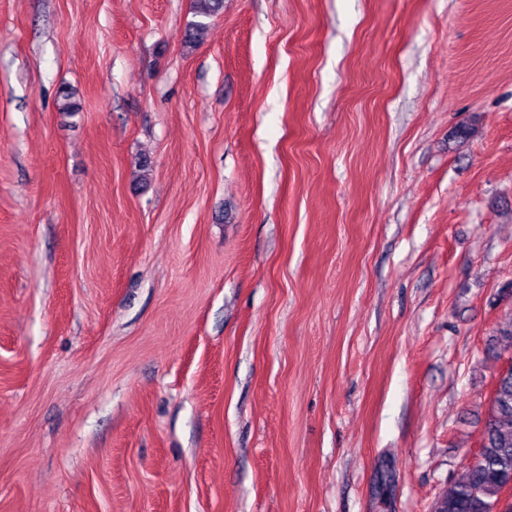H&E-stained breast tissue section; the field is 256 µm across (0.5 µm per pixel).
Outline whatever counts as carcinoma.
I'll use <instances>...</instances> for the list:
<instances>
[{"mask_svg":"<svg viewBox=\"0 0 512 512\" xmlns=\"http://www.w3.org/2000/svg\"><path fill=\"white\" fill-rule=\"evenodd\" d=\"M196 13L211 17L224 0H195ZM490 411L480 443L481 460L467 466L437 501L435 512H512V501L502 505L501 492L512 485V366L496 374Z\"/></svg>","mask_w":512,"mask_h":512,"instance_id":"cac0c4a2","label":"carcinoma"}]
</instances>
